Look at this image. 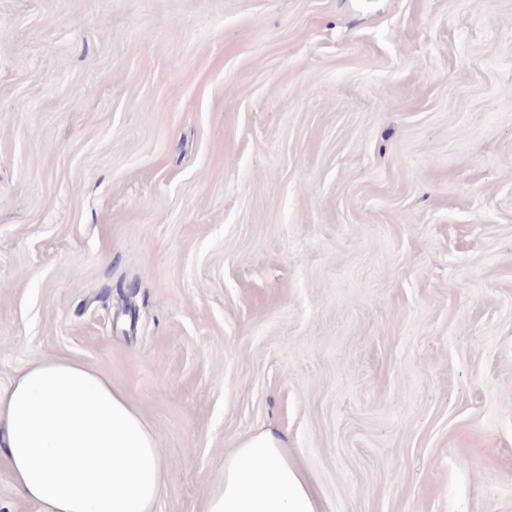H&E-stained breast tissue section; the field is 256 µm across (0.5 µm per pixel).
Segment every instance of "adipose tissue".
Masks as SVG:
<instances>
[{
    "label": "adipose tissue",
    "instance_id": "adipose-tissue-1",
    "mask_svg": "<svg viewBox=\"0 0 512 512\" xmlns=\"http://www.w3.org/2000/svg\"><path fill=\"white\" fill-rule=\"evenodd\" d=\"M0 449L42 512H155L164 466L142 413L107 377L64 359L0 390ZM205 512H320L307 475L272 430L224 457Z\"/></svg>",
    "mask_w": 512,
    "mask_h": 512
}]
</instances>
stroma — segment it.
<instances>
[{
  "instance_id": "obj_1",
  "label": "stroma",
  "mask_w": 512,
  "mask_h": 512,
  "mask_svg": "<svg viewBox=\"0 0 512 512\" xmlns=\"http://www.w3.org/2000/svg\"><path fill=\"white\" fill-rule=\"evenodd\" d=\"M48 357L204 512H512V0H0V385ZM205 512H320L307 475L273 430L243 439L224 457L223 486Z\"/></svg>"
}]
</instances>
